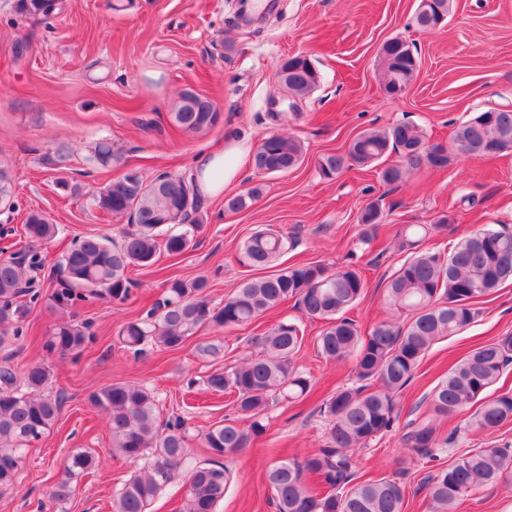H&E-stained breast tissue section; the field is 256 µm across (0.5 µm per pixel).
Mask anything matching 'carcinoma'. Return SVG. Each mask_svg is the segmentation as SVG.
Here are the masks:
<instances>
[{"label":"carcinoma","mask_w":512,"mask_h":512,"mask_svg":"<svg viewBox=\"0 0 512 512\" xmlns=\"http://www.w3.org/2000/svg\"><path fill=\"white\" fill-rule=\"evenodd\" d=\"M63 7V0L12 3L23 21L45 20ZM450 7L451 0H431L428 10L415 12L414 22L422 30H432L446 21ZM378 65L385 91L403 92L420 61L407 42L393 38L381 45ZM277 78L295 99L306 97L319 83L318 71L304 54L282 59ZM171 120L182 132L198 134L216 127L221 113L208 97L186 90ZM453 142L460 155L472 160L512 149V109L490 108L461 121ZM391 153L397 154V162L378 170L379 180L386 185L400 184L410 172L428 165L444 169L451 163L447 147L429 143L423 126L400 122L360 132L345 151L321 156L318 172L332 180L352 166L371 167ZM305 156L300 138L271 134L255 148L250 163L262 174L283 175L298 168ZM95 158L103 167L112 165L116 159L112 142H99ZM262 193L263 186L256 184L225 199L224 208L244 211ZM91 204L109 216L127 219L134 229L124 231L119 243L99 236L79 238L62 256L57 288L47 303L64 315L93 299L126 301L135 286L128 277L129 268L152 265L162 249L170 256L183 254L191 246V230L202 224L203 200L194 183L181 175L167 174L157 181L127 172L93 193ZM0 205L14 208L12 177L2 167ZM382 219L377 204L363 209L359 217L362 242H371ZM450 221L442 213L431 224H405L397 230L393 247L406 253V258L387 281L385 299L401 320H383L365 335L348 312L361 299L366 281L349 265L330 269L317 262L297 263L241 283L220 307L210 306L206 279L167 280L162 298L146 316L126 322L119 330L118 340L124 347L136 353L146 346L177 350L203 325L229 332L290 300L300 316L283 317L247 337L258 353L207 377L211 390L236 396L238 412L248 419L244 425L226 419L201 434L200 445L211 456L207 463L198 464L189 455L181 419L159 430L156 399L148 388L112 383L89 395L90 404L106 416L113 452L131 464L151 456L126 480L113 499L112 512H147L159 492L182 474L187 476L182 512H215L230 480L222 459L239 454L266 432L264 418L272 406L293 403L310 392L309 377L296 359L306 319L324 322L319 354L336 363L353 360L363 384L337 391L320 408L331 418L320 448L300 462L282 459L266 469L276 512H403L405 487L397 479L355 481L353 450L367 448L392 431L400 414L397 395L414 377L426 353L437 341L473 324L480 314L479 304L512 281V229L484 228L460 239L446 255L425 247L431 234L448 227ZM23 230L33 247L27 261L0 259L1 349L23 339L20 326L28 308L22 297L38 298L26 287V267L37 264L36 247L51 242L58 232L48 216L34 210L27 214ZM291 244L292 239L281 231L261 228L244 240L240 262L267 267ZM92 340L87 325L69 319L53 328L45 348L67 355L80 352ZM511 364V334L472 349L433 387L426 410L404 427L400 444L430 468L423 481L430 512H457L464 498L479 490L512 486L510 444L475 448L450 464L437 455L443 448L440 421L450 415L471 412L468 426L482 432L512 424V390L496 388ZM51 378L50 368L42 362L20 368L6 358L0 361V487L13 485L23 450L57 421L62 399L43 394ZM100 462L101 456L91 449L69 454L50 487L49 500L56 505L67 503L78 478L95 471Z\"/></svg>","instance_id":"carcinoma-1"}]
</instances>
